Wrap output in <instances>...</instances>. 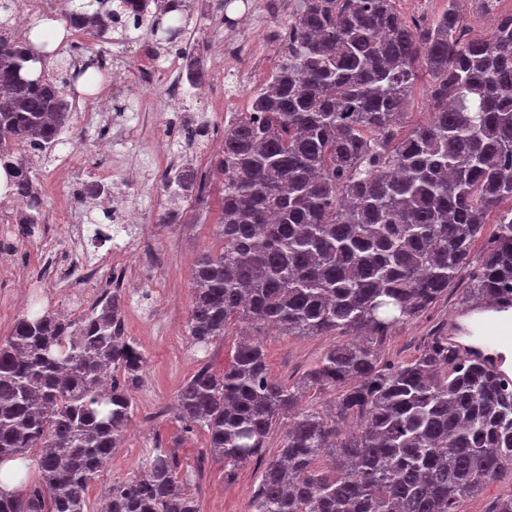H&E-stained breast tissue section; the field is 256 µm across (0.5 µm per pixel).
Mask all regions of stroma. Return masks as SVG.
I'll return each instance as SVG.
<instances>
[{
  "instance_id": "stroma-1",
  "label": "stroma",
  "mask_w": 512,
  "mask_h": 512,
  "mask_svg": "<svg viewBox=\"0 0 512 512\" xmlns=\"http://www.w3.org/2000/svg\"><path fill=\"white\" fill-rule=\"evenodd\" d=\"M181 3L186 20L183 42L203 64V84L210 92L206 100L167 107L159 85L132 94L128 84L137 78L140 64L150 61L162 66L173 53L167 44L155 43L146 31L132 30L125 36L115 31L103 43L86 34L71 48L58 41L50 43L47 74L55 76L69 67L80 68L103 48L126 81L112 85L92 68L67 87L73 123L64 133L66 143L32 159L44 200L43 212L54 216L55 221L42 224L39 233L27 238L20 237L17 225H9L6 241L15 245V255L0 262L1 341L10 335L26 309L49 308L72 318L89 313L111 280L112 267L98 262L102 254L99 240L74 238V224L89 227L105 223L106 213L124 207L142 213L141 223L119 229L111 246L113 252L121 253L139 283L138 294H124L121 318L125 335L142 346L147 363L134 393L135 410L123 443L86 490L92 512H100L112 483L132 479L140 461L157 448L175 453L188 476L187 489L198 499L201 512H248L259 481L260 470L253 463L241 467L234 480H227L223 462L207 453L204 433L180 422L173 413L175 397L184 383L201 366L222 370L232 348L227 338L214 341L208 351L198 350L191 343L187 326L195 259L202 252L219 250L223 244L216 226L223 184L208 182L202 199L172 202L163 188V172L153 162L152 140L159 134H171V150L182 165L204 169L211 158V146L224 141L225 89H232L240 104H247L275 72L279 59L274 56L258 62L249 82L229 83L223 67L211 61L210 49L216 36L234 30L244 14L243 0ZM102 95L112 100L106 114L108 123L136 128L139 134L134 141L113 139L108 160L98 150L97 131L84 122L85 113L94 110ZM202 125L209 130L207 139H185L186 129ZM67 150L72 153V170L61 176L57 173L58 159ZM95 178L109 185L110 199L80 202L84 183ZM145 237L163 256L158 266L146 268L139 260L140 242ZM50 247L69 263L70 280H45V251ZM469 283V271H462L447 297L389 331L380 343L382 356L392 361L417 356L435 330L447 328L451 319L466 310L463 290ZM259 339L272 375L289 385L296 383L334 342L330 336H288L272 329L262 330Z\"/></svg>"
}]
</instances>
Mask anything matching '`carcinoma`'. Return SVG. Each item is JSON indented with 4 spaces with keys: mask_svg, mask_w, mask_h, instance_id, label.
Segmentation results:
<instances>
[{
    "mask_svg": "<svg viewBox=\"0 0 512 512\" xmlns=\"http://www.w3.org/2000/svg\"><path fill=\"white\" fill-rule=\"evenodd\" d=\"M459 0L426 26L396 0H301L271 80L224 127V246L194 263L188 320L206 348L244 328L224 369L201 367L176 398L230 477L262 466L249 512H462L512 465V383L433 336L386 361L379 341L448 294L497 229L466 293L512 302V14L486 35ZM177 0H79L68 25L105 23L169 44ZM26 40L0 39V196L39 223L35 175L9 147L44 152L72 122L67 82L36 72ZM430 77L429 120L399 134L416 70ZM188 198L198 174H176ZM120 293L74 319L28 310L0 342V464L28 460L37 482L0 490V512H90L84 491L119 449L147 357L121 327ZM334 336L289 386L247 329ZM332 394L327 409L305 394ZM281 430L278 448L267 443ZM112 484L106 512H201L176 455L157 449Z\"/></svg>",
    "mask_w": 512,
    "mask_h": 512,
    "instance_id": "1",
    "label": "carcinoma"
}]
</instances>
